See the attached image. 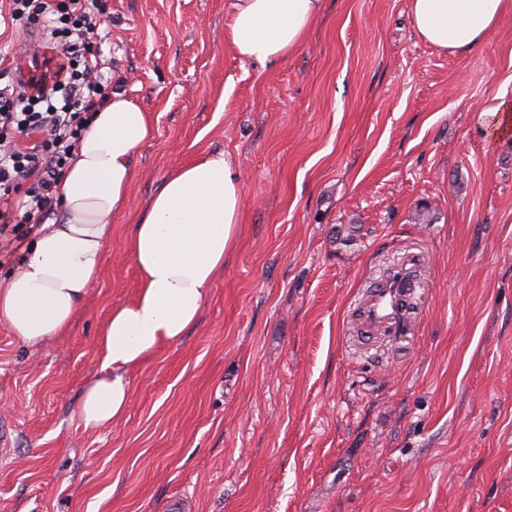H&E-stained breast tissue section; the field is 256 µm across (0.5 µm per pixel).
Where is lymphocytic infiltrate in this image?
Returning a JSON list of instances; mask_svg holds the SVG:
<instances>
[{
	"instance_id": "1",
	"label": "lymphocytic infiltrate",
	"mask_w": 512,
	"mask_h": 512,
	"mask_svg": "<svg viewBox=\"0 0 512 512\" xmlns=\"http://www.w3.org/2000/svg\"><path fill=\"white\" fill-rule=\"evenodd\" d=\"M12 21L40 28L46 54L35 93L0 70V253L53 210V189L78 148L89 114L106 103L98 0H8Z\"/></svg>"
}]
</instances>
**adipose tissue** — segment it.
Here are the masks:
<instances>
[{
    "label": "adipose tissue",
    "mask_w": 512,
    "mask_h": 512,
    "mask_svg": "<svg viewBox=\"0 0 512 512\" xmlns=\"http://www.w3.org/2000/svg\"><path fill=\"white\" fill-rule=\"evenodd\" d=\"M409 7L417 34L452 54L477 49L512 14V0H410ZM228 9L225 43L241 60L265 65L303 44L324 2L229 0ZM151 133L149 112L118 88L92 114L59 180L54 218L34 231L18 270L0 279V322L19 343L32 346L70 328L101 274L111 221L131 206L133 157ZM243 210L239 165L226 154L206 155L165 179L127 239L139 287L113 306L98 335L104 373L78 406L84 427L122 420L128 371L195 325L236 242Z\"/></svg>",
    "instance_id": "obj_1"
}]
</instances>
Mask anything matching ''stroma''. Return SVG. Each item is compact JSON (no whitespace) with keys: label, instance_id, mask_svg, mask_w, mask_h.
Returning <instances> with one entry per match:
<instances>
[{"label":"stroma","instance_id":"stroma-1","mask_svg":"<svg viewBox=\"0 0 512 512\" xmlns=\"http://www.w3.org/2000/svg\"><path fill=\"white\" fill-rule=\"evenodd\" d=\"M99 2L154 136L66 334L26 347L0 324V512H512V134L492 113L512 16L452 55L409 0H325L264 67L225 45V0ZM215 152L240 165L236 244L197 323L128 372L124 419L85 429L95 338L138 286L132 226ZM409 253L414 338L365 347L354 306Z\"/></svg>","mask_w":512,"mask_h":512}]
</instances>
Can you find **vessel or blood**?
<instances>
[{"label": "vessel or blood", "mask_w": 512, "mask_h": 512, "mask_svg": "<svg viewBox=\"0 0 512 512\" xmlns=\"http://www.w3.org/2000/svg\"><path fill=\"white\" fill-rule=\"evenodd\" d=\"M40 61L39 43L30 40L28 53L17 71V87L26 86ZM421 266L419 255H408L389 277L370 289L357 313L363 341L371 342L384 334L393 343L406 342L412 322V295Z\"/></svg>", "instance_id": "1"}]
</instances>
